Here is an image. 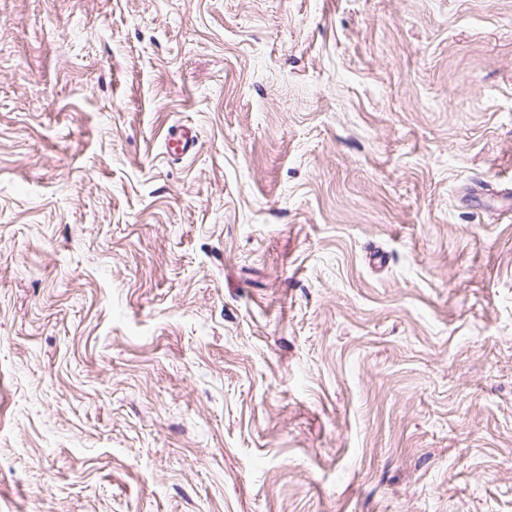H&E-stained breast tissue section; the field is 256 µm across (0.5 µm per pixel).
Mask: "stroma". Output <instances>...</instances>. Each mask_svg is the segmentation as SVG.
I'll list each match as a JSON object with an SVG mask.
<instances>
[{
  "label": "stroma",
  "mask_w": 512,
  "mask_h": 512,
  "mask_svg": "<svg viewBox=\"0 0 512 512\" xmlns=\"http://www.w3.org/2000/svg\"><path fill=\"white\" fill-rule=\"evenodd\" d=\"M509 198L512 0H0V512H512ZM198 137L191 128L175 129L169 134L166 142V150L177 158L190 157L197 150Z\"/></svg>",
  "instance_id": "1"
}]
</instances>
